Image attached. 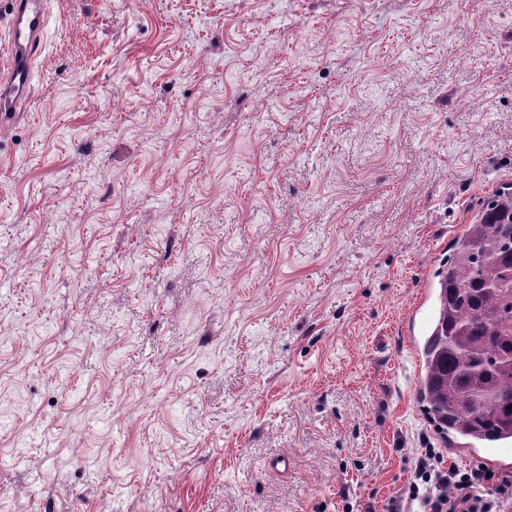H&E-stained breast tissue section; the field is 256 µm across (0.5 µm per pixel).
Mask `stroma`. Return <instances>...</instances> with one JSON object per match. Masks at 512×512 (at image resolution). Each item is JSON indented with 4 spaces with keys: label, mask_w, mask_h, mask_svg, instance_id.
<instances>
[{
    "label": "stroma",
    "mask_w": 512,
    "mask_h": 512,
    "mask_svg": "<svg viewBox=\"0 0 512 512\" xmlns=\"http://www.w3.org/2000/svg\"><path fill=\"white\" fill-rule=\"evenodd\" d=\"M0 127V512H389L412 321L512 183V0H45Z\"/></svg>",
    "instance_id": "obj_1"
}]
</instances>
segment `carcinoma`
Returning <instances> with one entry per match:
<instances>
[{
	"mask_svg": "<svg viewBox=\"0 0 512 512\" xmlns=\"http://www.w3.org/2000/svg\"><path fill=\"white\" fill-rule=\"evenodd\" d=\"M418 394L435 430L471 447L512 440V186L452 240Z\"/></svg>",
	"mask_w": 512,
	"mask_h": 512,
	"instance_id": "1",
	"label": "carcinoma"
}]
</instances>
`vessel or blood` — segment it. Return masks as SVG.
<instances>
[{"instance_id":"obj_1","label":"vessel or blood","mask_w":512,"mask_h":512,"mask_svg":"<svg viewBox=\"0 0 512 512\" xmlns=\"http://www.w3.org/2000/svg\"><path fill=\"white\" fill-rule=\"evenodd\" d=\"M44 28L42 0H11L7 33L9 58L6 77L0 82V124L16 117L18 104L27 98L32 78V61L37 55ZM512 462V444L502 442L484 449L483 463L497 469Z\"/></svg>"}]
</instances>
